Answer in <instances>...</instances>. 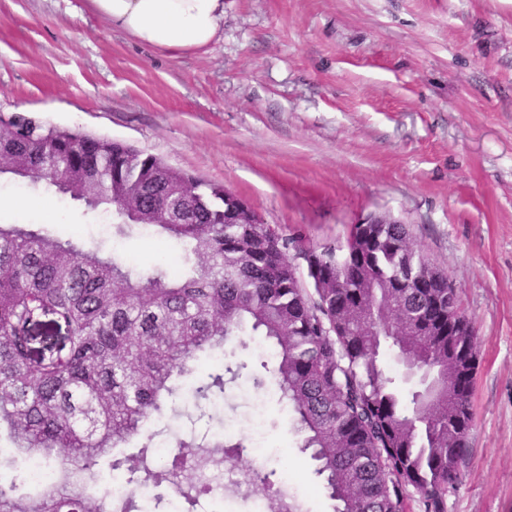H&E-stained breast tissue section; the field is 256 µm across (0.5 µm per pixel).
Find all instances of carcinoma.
I'll return each instance as SVG.
<instances>
[{"label": "carcinoma", "instance_id": "carcinoma-1", "mask_svg": "<svg viewBox=\"0 0 512 512\" xmlns=\"http://www.w3.org/2000/svg\"><path fill=\"white\" fill-rule=\"evenodd\" d=\"M0 160L32 186L111 209L120 236L153 229L179 249L176 269L137 274L98 247L0 225V431L13 441L0 512H113L90 481L105 457L131 483L180 478L195 506L198 449L234 466L242 443L192 434L171 461L149 462L148 424L175 410L199 354L245 336L273 353L253 385L286 407L334 512H410L411 488L424 512H444L466 464L477 341L407 225L353 224L337 248L305 247L273 224L224 223L222 185L21 116H0ZM292 251L309 270L300 282ZM245 368L216 362L194 397L224 392ZM135 437L146 439L138 459L112 457ZM275 474L256 472L252 487L270 512H296L269 494Z\"/></svg>", "mask_w": 512, "mask_h": 512}]
</instances>
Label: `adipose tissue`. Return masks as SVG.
<instances>
[{
  "instance_id": "adipose-tissue-1",
  "label": "adipose tissue",
  "mask_w": 512,
  "mask_h": 512,
  "mask_svg": "<svg viewBox=\"0 0 512 512\" xmlns=\"http://www.w3.org/2000/svg\"><path fill=\"white\" fill-rule=\"evenodd\" d=\"M94 11L137 41L159 49L210 44L224 21V0H90Z\"/></svg>"
}]
</instances>
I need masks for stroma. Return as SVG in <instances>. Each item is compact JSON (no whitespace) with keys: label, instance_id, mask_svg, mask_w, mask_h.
Wrapping results in <instances>:
<instances>
[{"label":"stroma","instance_id":"1","mask_svg":"<svg viewBox=\"0 0 512 512\" xmlns=\"http://www.w3.org/2000/svg\"><path fill=\"white\" fill-rule=\"evenodd\" d=\"M0 115L129 144L245 199L310 246L339 245L372 213L408 225L457 289L478 336L472 429L446 512H512V0H224L204 48L140 44L89 0H0ZM0 208L139 271L174 243L112 235L111 213L0 175ZM170 432L243 438L288 459V499L333 512L287 414L241 380L186 402Z\"/></svg>","mask_w":512,"mask_h":512}]
</instances>
